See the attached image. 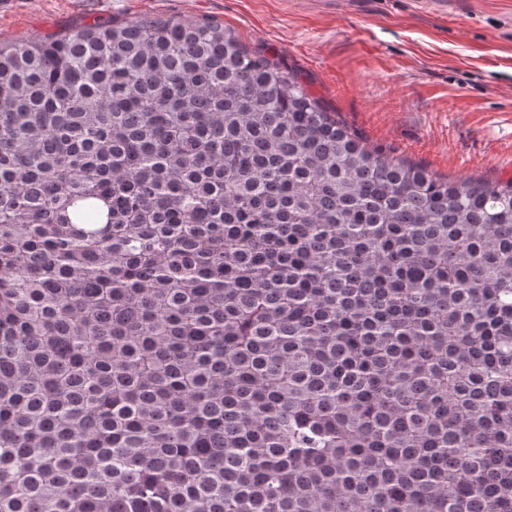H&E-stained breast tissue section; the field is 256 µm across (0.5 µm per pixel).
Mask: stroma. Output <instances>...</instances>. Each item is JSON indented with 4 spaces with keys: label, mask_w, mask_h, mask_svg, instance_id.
Masks as SVG:
<instances>
[{
    "label": "stroma",
    "mask_w": 512,
    "mask_h": 512,
    "mask_svg": "<svg viewBox=\"0 0 512 512\" xmlns=\"http://www.w3.org/2000/svg\"><path fill=\"white\" fill-rule=\"evenodd\" d=\"M208 19L298 75L372 149L512 177V0H0V41Z\"/></svg>",
    "instance_id": "stroma-1"
}]
</instances>
